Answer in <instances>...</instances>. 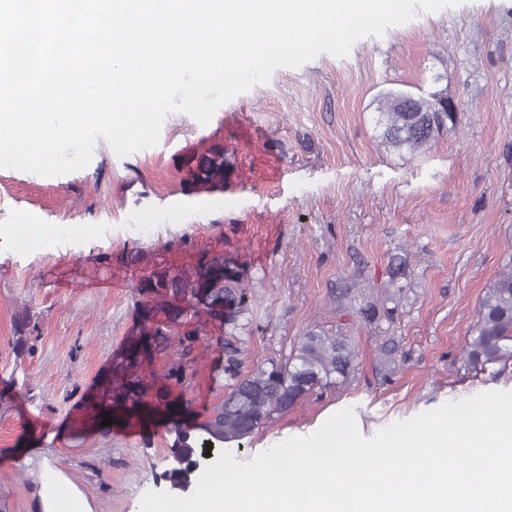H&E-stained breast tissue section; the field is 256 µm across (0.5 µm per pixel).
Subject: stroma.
Returning a JSON list of instances; mask_svg holds the SVG:
<instances>
[{"label": "stroma", "instance_id": "35a3bbf8", "mask_svg": "<svg viewBox=\"0 0 512 512\" xmlns=\"http://www.w3.org/2000/svg\"><path fill=\"white\" fill-rule=\"evenodd\" d=\"M440 93L454 123L422 152L381 139L377 98ZM224 150V189L182 192L188 158ZM96 224L89 241L16 250L0 241V512H33L40 470L65 473L92 512H138L166 491V426L95 425L101 396L139 326L137 279L191 270L202 254L244 264L237 327L190 322L189 342L157 354L194 421L240 373L281 360L313 327L354 351L347 379L315 390L241 441L304 435L351 409L366 438L445 404L512 392V361L465 360L488 285L512 264V0L417 11L347 56L276 69L207 124L182 112L156 145L118 155L98 140L81 170L0 168V225ZM393 318H362L366 304ZM25 339L16 350L17 339Z\"/></svg>", "mask_w": 512, "mask_h": 512}]
</instances>
